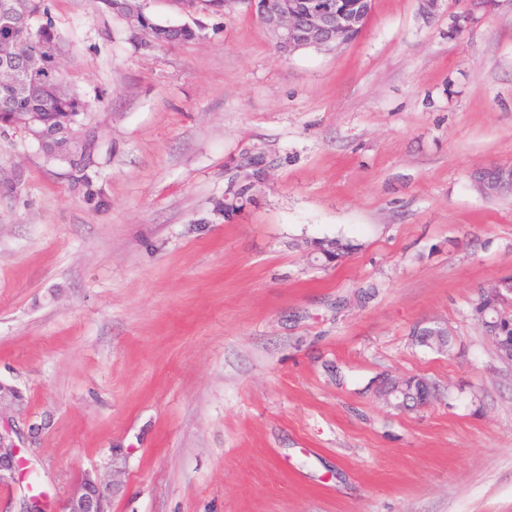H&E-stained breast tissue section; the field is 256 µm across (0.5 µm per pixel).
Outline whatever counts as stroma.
Wrapping results in <instances>:
<instances>
[{
	"label": "stroma",
	"instance_id": "stroma-1",
	"mask_svg": "<svg viewBox=\"0 0 512 512\" xmlns=\"http://www.w3.org/2000/svg\"><path fill=\"white\" fill-rule=\"evenodd\" d=\"M98 200L0 135V383L24 473L111 512H512V363L473 305L512 277V5L373 0L358 37L280 53L245 7L135 48L101 0H48ZM270 173L214 215L244 149ZM333 240L342 255L314 251ZM450 332L441 352L417 328ZM435 386L387 404L384 378ZM479 184L486 194H496L502 189H512V167H494L482 171ZM108 497L106 485L98 477L84 474L74 484L69 497L52 512H111Z\"/></svg>",
	"mask_w": 512,
	"mask_h": 512
}]
</instances>
